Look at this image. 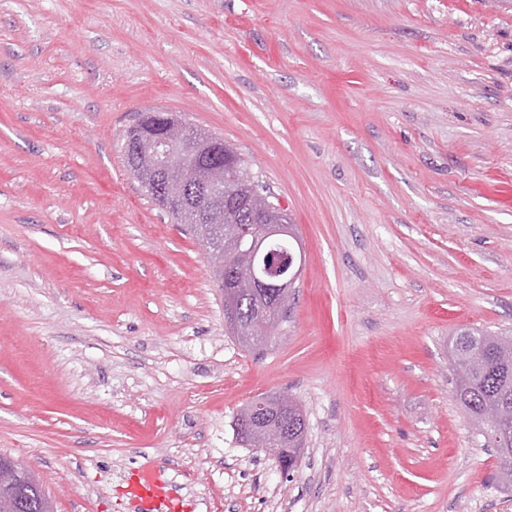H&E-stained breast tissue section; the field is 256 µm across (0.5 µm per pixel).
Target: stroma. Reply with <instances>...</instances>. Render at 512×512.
<instances>
[{"label": "stroma", "instance_id": "35a3bbf8", "mask_svg": "<svg viewBox=\"0 0 512 512\" xmlns=\"http://www.w3.org/2000/svg\"><path fill=\"white\" fill-rule=\"evenodd\" d=\"M148 110L224 138L296 226L268 345L130 174ZM512 336V0H0V454L55 512H512L454 335ZM288 392L298 466L241 442ZM173 485L162 479V472L154 465H146L137 474V482L131 492V501L139 510L149 511L145 505L156 503L171 505L178 497Z\"/></svg>", "mask_w": 512, "mask_h": 512}]
</instances>
